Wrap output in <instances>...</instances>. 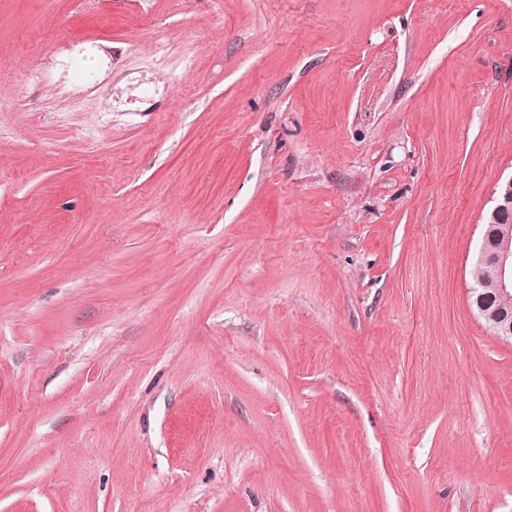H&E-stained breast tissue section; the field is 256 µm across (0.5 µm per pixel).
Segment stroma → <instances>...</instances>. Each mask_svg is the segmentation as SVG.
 I'll return each instance as SVG.
<instances>
[{"mask_svg": "<svg viewBox=\"0 0 512 512\" xmlns=\"http://www.w3.org/2000/svg\"><path fill=\"white\" fill-rule=\"evenodd\" d=\"M511 178L512 0H0V512H512ZM482 254H486V263L491 268V276L484 284L485 266L481 262V246L479 258L474 270V286L472 288V304L478 293L483 291V285H489L494 292L505 297L495 300L493 307L499 306L512 311V228L489 227L482 236ZM475 305V304H474ZM477 313L484 321L489 322L497 339L506 344H512V320L505 315L490 318L485 313L484 304L475 305Z\"/></svg>", "mask_w": 512, "mask_h": 512, "instance_id": "35a3bbf8", "label": "stroma"}]
</instances>
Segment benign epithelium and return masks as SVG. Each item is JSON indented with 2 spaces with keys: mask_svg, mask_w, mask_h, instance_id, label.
Masks as SVG:
<instances>
[{
  "mask_svg": "<svg viewBox=\"0 0 512 512\" xmlns=\"http://www.w3.org/2000/svg\"><path fill=\"white\" fill-rule=\"evenodd\" d=\"M494 206L485 214L483 221L489 228L482 236V254L491 268L487 285L499 295L512 294V228L491 226L498 213L512 206V179L495 190ZM477 313L491 324L495 336L501 342L512 344V320L505 315L491 318L485 313V305H475Z\"/></svg>",
  "mask_w": 512,
  "mask_h": 512,
  "instance_id": "obj_1",
  "label": "benign epithelium"
}]
</instances>
